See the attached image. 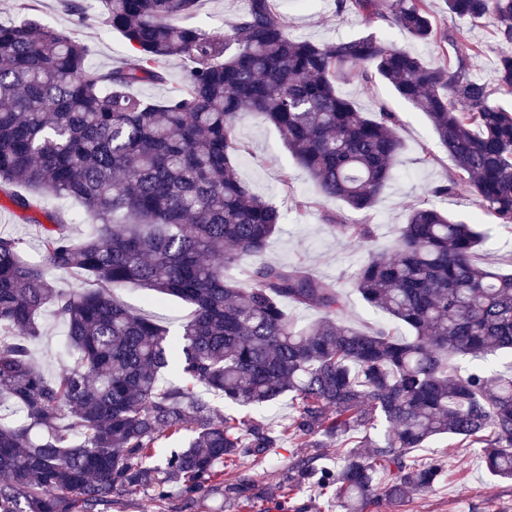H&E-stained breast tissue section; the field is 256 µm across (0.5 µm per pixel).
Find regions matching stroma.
<instances>
[{"label":"stroma","instance_id":"35a3bbf8","mask_svg":"<svg viewBox=\"0 0 512 512\" xmlns=\"http://www.w3.org/2000/svg\"><path fill=\"white\" fill-rule=\"evenodd\" d=\"M24 1L32 15L44 23L75 40L92 43L94 68L109 70L131 59L133 50L120 33L95 23L79 24L75 16L64 10L61 0ZM244 7L243 0H198L194 10L183 15L181 22L221 35ZM276 8L289 33L296 38L340 41L371 31L427 62H450L455 58L452 43L438 45L413 40L383 17L363 23L357 15L338 11L335 0H276ZM431 10L441 31L458 27L468 30L471 40L482 48L480 55L472 59L471 70L482 81L495 84L501 46L491 26L455 17L449 13L445 0H431ZM339 89L367 114H378L383 107L398 113L404 149L396 164L395 178L379 195L372 210L352 212L342 202L320 196L272 125L255 114H245L235 131L241 146L234 158L238 176L251 192L274 200L286 212L284 223L271 240L267 261L288 266L304 260L314 276L335 282L347 295L346 318L350 323L360 328L378 324L384 321V314L360 299L352 287L351 275L369 253L392 255L397 231L405 223L410 205L426 201L444 209L453 219L482 225L488 238L478 252L480 261L495 271H511V231L499 227L469 194L432 195V188L446 182L452 162L425 116L377 77L368 81L353 77L340 84ZM332 216L340 221L372 225L374 238L370 246L360 248L338 237L328 224ZM114 294L132 311L159 321L173 332L191 314L189 305L171 298L151 302L150 291L136 285L115 289ZM417 454L423 459L434 455L447 457L444 480L432 492L413 496L398 507L382 505L379 512H512V482L489 479L477 462L478 449L449 448L438 440L418 449ZM288 457L289 452L283 447L275 449L262 464L241 465V472L253 484L252 500L248 503L230 500L220 487L189 500L179 487L173 486L167 499L161 502L152 501L142 492L117 496L106 512H339L334 500L321 497L314 488L306 487L290 494L279 489L280 473L287 468Z\"/></svg>","mask_w":512,"mask_h":512}]
</instances>
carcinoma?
I'll list each match as a JSON object with an SVG mask.
<instances>
[{
  "label": "carcinoma",
  "mask_w": 512,
  "mask_h": 512,
  "mask_svg": "<svg viewBox=\"0 0 512 512\" xmlns=\"http://www.w3.org/2000/svg\"><path fill=\"white\" fill-rule=\"evenodd\" d=\"M91 18L122 34L126 66L91 67L94 46L34 15L0 20V190L26 223L40 210L39 258L0 235V512H93L112 497L171 485L189 498L224 476V493L250 501L245 462L293 448L341 449L336 468L296 457L290 492L331 494L343 512L401 504L435 489L446 462L412 455L434 439L478 448L493 479L512 480V373L469 370L459 359L512 357V273L476 263L483 233L428 202L412 205L395 255L372 256L355 291L388 322L367 330L345 319L336 283L299 262L264 260L284 214L239 179L233 153L244 112L273 125L319 193L367 211L394 178L401 121L368 116L337 89L377 76L428 119L454 163L432 193L466 192L512 230V0H446L470 21L490 18L502 45L497 88L474 78L480 52L468 31L448 35L453 68L428 64L373 34L317 43L288 35L275 0H248L224 35L182 25L198 0H100ZM369 23L391 22L437 40L429 0H336ZM191 62L171 96L155 103L133 87L163 80L158 64ZM83 204L91 229L73 234ZM334 232L366 245L369 224ZM257 261L241 288L228 276ZM91 282L62 288L52 273ZM134 283L193 307L177 334L118 302ZM322 313L300 324L284 310ZM63 320L64 360L45 373L33 360L40 318ZM177 364L183 383L164 370ZM288 396L295 413L276 430L220 412L215 399L263 407ZM178 447L157 454L161 439Z\"/></svg>",
  "instance_id": "obj_1"
}]
</instances>
